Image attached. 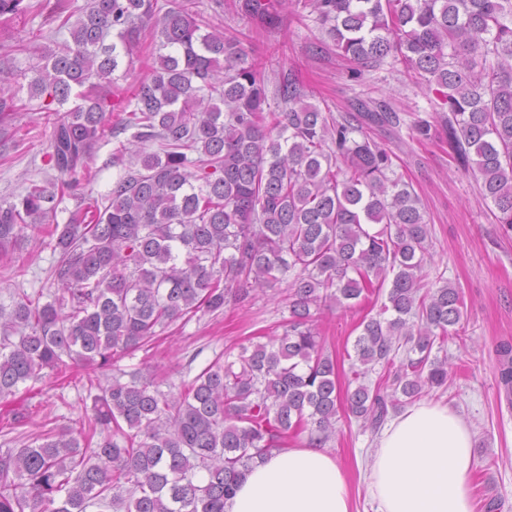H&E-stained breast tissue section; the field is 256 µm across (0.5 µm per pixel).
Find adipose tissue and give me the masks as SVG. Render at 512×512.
Returning <instances> with one entry per match:
<instances>
[{
	"label": "adipose tissue",
	"mask_w": 512,
	"mask_h": 512,
	"mask_svg": "<svg viewBox=\"0 0 512 512\" xmlns=\"http://www.w3.org/2000/svg\"><path fill=\"white\" fill-rule=\"evenodd\" d=\"M473 433L448 406L421 401L379 431L367 467L373 512H474ZM348 481L334 455L301 443L245 472L224 512H350Z\"/></svg>",
	"instance_id": "ef3b65f1"
}]
</instances>
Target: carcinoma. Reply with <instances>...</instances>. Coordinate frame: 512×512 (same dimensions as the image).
I'll use <instances>...</instances> for the list:
<instances>
[{"instance_id":"1","label":"carcinoma","mask_w":512,"mask_h":512,"mask_svg":"<svg viewBox=\"0 0 512 512\" xmlns=\"http://www.w3.org/2000/svg\"><path fill=\"white\" fill-rule=\"evenodd\" d=\"M298 3L346 59H386L417 74L438 98L437 119L459 163L478 175L483 200L512 229V0H241L267 26ZM49 10L70 39L41 53L31 96L82 103L53 119L47 155L69 180L33 181L0 204V251L42 229L88 172L108 124L113 74L143 30L159 49L134 93L117 154L140 167L113 186L106 206L76 210L62 226L52 270L57 293L42 304L20 292L0 307V400L63 357L104 373L153 340L156 328L217 313L250 292L288 285V328L237 358L216 359L191 382L162 391L131 375L103 386L88 378L92 428L48 429L38 444L0 453V512H224L243 471L306 436L323 448L339 408L379 429L389 412L448 385V358L462 339L465 299L448 282L422 283L429 227L410 184L391 179L392 152L363 123L396 119L359 102L362 121L304 100L296 75L280 81L285 109L241 42L205 21L196 0H0V17ZM115 37L105 44L107 36ZM0 91V137L12 120ZM159 141L161 151L147 152ZM198 157L192 158L189 153ZM390 288L383 290L385 282ZM384 295L353 349L364 378L340 398L337 359L315 326L320 308H353ZM497 385L512 394V342H499ZM95 446L84 443L94 433Z\"/></svg>"}]
</instances>
